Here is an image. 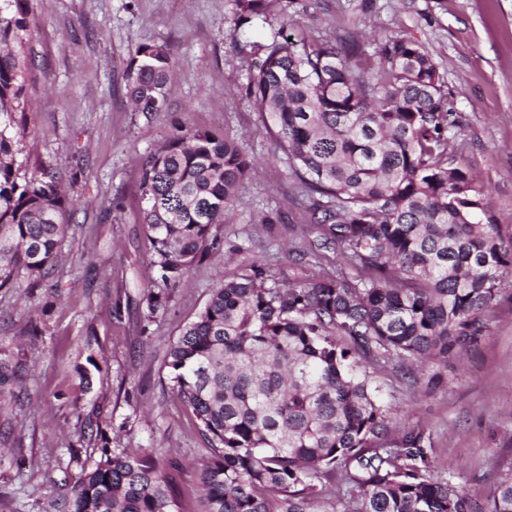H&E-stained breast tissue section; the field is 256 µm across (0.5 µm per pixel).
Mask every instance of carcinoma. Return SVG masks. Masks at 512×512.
<instances>
[{
  "label": "carcinoma",
  "mask_w": 512,
  "mask_h": 512,
  "mask_svg": "<svg viewBox=\"0 0 512 512\" xmlns=\"http://www.w3.org/2000/svg\"><path fill=\"white\" fill-rule=\"evenodd\" d=\"M233 33L270 23L275 0H232ZM33 0H0V288L45 278L67 225L57 173L22 179L18 127L34 89L28 42ZM282 22L251 45L246 96L301 184L318 251L346 256L353 273L283 285L251 264L209 290L165 358L178 401L208 442L199 463L102 446L56 512H181L187 472L196 512H512V472L481 507L431 477V435L393 426L365 362L404 376L442 365L487 337L512 272V240L485 221L482 191L448 164L454 122L432 57L400 35L366 53L353 32L289 40ZM172 55L140 44L127 71L138 112H161ZM252 162L226 134L169 139L140 174L151 287L143 319L217 246ZM16 365L0 358V395Z\"/></svg>",
  "instance_id": "obj_1"
}]
</instances>
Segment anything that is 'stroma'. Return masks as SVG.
Returning <instances> with one entry per match:
<instances>
[{"mask_svg":"<svg viewBox=\"0 0 512 512\" xmlns=\"http://www.w3.org/2000/svg\"><path fill=\"white\" fill-rule=\"evenodd\" d=\"M30 41L38 93L19 136L26 173L56 171L69 225L59 262L39 284L0 289V353L19 363L18 398L0 409V512H46L99 455L86 416L97 411L112 447L204 454L192 412L172 390L167 349L219 279L252 262L278 280L347 270L318 238L297 181L245 96L251 42L287 23L293 38L340 37L357 24L417 42L447 82L454 164L469 170L486 215L512 239V0H282L271 24L233 34L232 0H34ZM142 43L168 45L173 76L164 111H133L127 67ZM235 137L257 169L245 180L220 243L144 323L151 269L140 219L142 165L177 129ZM280 209L277 224L263 223ZM96 362L89 383L77 368ZM411 384L388 366L381 397L431 433L432 474L485 503L512 471V282L498 297L479 350Z\"/></svg>","mask_w":512,"mask_h":512,"instance_id":"stroma-1","label":"stroma"}]
</instances>
